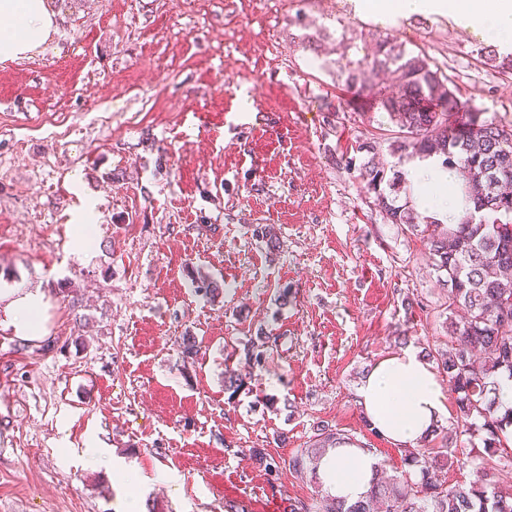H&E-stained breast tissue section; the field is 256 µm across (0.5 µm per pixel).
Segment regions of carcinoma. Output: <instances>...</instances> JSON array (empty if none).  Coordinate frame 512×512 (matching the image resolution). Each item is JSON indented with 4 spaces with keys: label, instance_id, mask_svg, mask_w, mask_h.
Returning a JSON list of instances; mask_svg holds the SVG:
<instances>
[{
    "label": "carcinoma",
    "instance_id": "carcinoma-1",
    "mask_svg": "<svg viewBox=\"0 0 512 512\" xmlns=\"http://www.w3.org/2000/svg\"><path fill=\"white\" fill-rule=\"evenodd\" d=\"M480 59L504 73L512 71V53L483 47ZM340 77L347 89L374 100L397 130L388 143L392 154L421 159L436 157L458 169L462 192L473 212L457 224H443L398 203L401 176L375 162L377 141L357 139L352 149L367 156L360 177L367 193L386 219L420 235L436 270L448 287V341L424 356L448 378L454 394L456 428L479 442L472 456L475 479L447 486L436 472L447 465L452 433L435 425L423 444L402 449L403 470L387 478L378 470L362 498L347 504L324 490L309 500H296L290 512H512V486L494 480L485 457L512 465V407L501 411L499 379H512V124L482 117L460 99L450 79L424 51L409 52L389 38L376 39L375 51L362 59L342 54ZM191 282L204 294L219 286L208 276L189 271ZM279 337L260 329L243 343L246 365L260 364ZM247 389L246 375L228 368L224 390L235 396ZM341 443L377 452L368 442L327 424L316 426L310 447L292 454L288 470L317 479L320 459Z\"/></svg>",
    "mask_w": 512,
    "mask_h": 512
}]
</instances>
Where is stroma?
I'll return each instance as SVG.
<instances>
[{"mask_svg":"<svg viewBox=\"0 0 512 512\" xmlns=\"http://www.w3.org/2000/svg\"><path fill=\"white\" fill-rule=\"evenodd\" d=\"M375 30L512 124V75L480 63L476 28L448 12L385 20L362 0H79L43 52L0 63V289L44 302L38 340L19 338L0 302V512H116L133 496L143 512H266L314 484L267 474L248 450L287 459L320 421L400 473L357 388L396 336L418 351L444 340L446 288L359 178L369 100L338 86V44L372 53ZM306 34L323 36L322 54ZM190 266L219 295H196ZM260 329L278 346L229 397L231 348ZM94 441L137 481L89 463Z\"/></svg>","mask_w":512,"mask_h":512,"instance_id":"1","label":"stroma"}]
</instances>
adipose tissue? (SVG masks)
Listing matches in <instances>:
<instances>
[{"mask_svg": "<svg viewBox=\"0 0 512 512\" xmlns=\"http://www.w3.org/2000/svg\"><path fill=\"white\" fill-rule=\"evenodd\" d=\"M384 17H408L425 11L459 15L499 46H512V0H364ZM64 10L62 0H0V63L21 61L40 53L52 39ZM408 180L420 189V203L456 223L462 202L456 172L432 158L408 167ZM6 314L16 333L38 338L35 315L39 295L10 289ZM357 401L373 427L399 447L416 446L446 413L443 386L429 363L415 350L404 349L377 361L357 391ZM379 467L378 459L354 444L323 457L317 478L331 497L353 502L367 492Z\"/></svg>", "mask_w": 512, "mask_h": 512, "instance_id": "obj_1", "label": "adipose tissue"}]
</instances>
